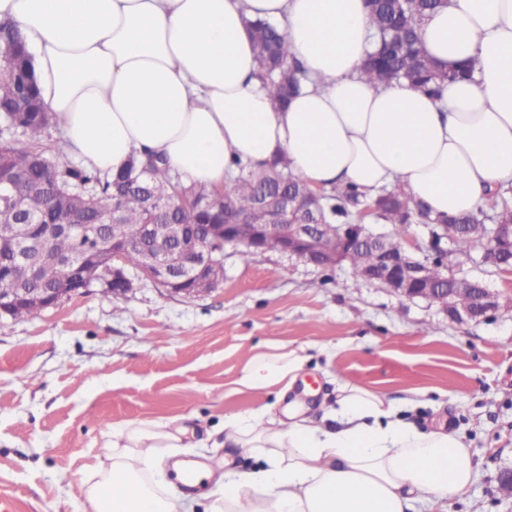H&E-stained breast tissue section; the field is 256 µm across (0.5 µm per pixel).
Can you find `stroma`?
Here are the masks:
<instances>
[{
  "label": "stroma",
  "mask_w": 512,
  "mask_h": 512,
  "mask_svg": "<svg viewBox=\"0 0 512 512\" xmlns=\"http://www.w3.org/2000/svg\"><path fill=\"white\" fill-rule=\"evenodd\" d=\"M366 226L433 255L422 221ZM282 345L308 358L284 399L233 391L255 352ZM344 383L386 395L420 429L460 434L479 464L465 512H512L497 488L512 467V310L455 322L348 265L276 251L245 261L231 245L223 281L193 299L138 279L119 298L93 288L35 319H0V512H84L85 465L135 420L190 428L173 460L251 470L224 445L225 415L262 407L283 421L296 402L316 420Z\"/></svg>",
  "instance_id": "obj_1"
}]
</instances>
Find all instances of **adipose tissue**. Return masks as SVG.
Masks as SVG:
<instances>
[{"label": "adipose tissue", "mask_w": 512, "mask_h": 512, "mask_svg": "<svg viewBox=\"0 0 512 512\" xmlns=\"http://www.w3.org/2000/svg\"><path fill=\"white\" fill-rule=\"evenodd\" d=\"M283 29L308 80L286 109L258 76L249 21ZM22 33L63 155L110 174L150 149L188 184L223 189L237 163L278 157L311 188L395 185L431 216L477 212L512 183V0H448L421 38L442 69L472 78L432 95L371 86L374 49L364 0H0ZM304 359L259 352L236 391L290 389ZM335 429L265 410L224 417V441L258 462L214 477L204 497L170 490L162 448L186 429L155 420L114 428L83 480L88 512H448L479 465L462 436L403 421L385 395L343 385Z\"/></svg>", "instance_id": "1"}]
</instances>
